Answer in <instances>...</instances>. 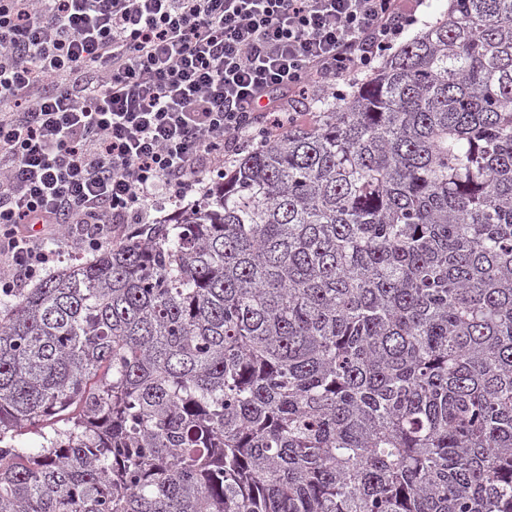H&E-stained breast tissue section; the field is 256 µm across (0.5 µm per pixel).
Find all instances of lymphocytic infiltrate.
I'll return each instance as SVG.
<instances>
[{
    "label": "lymphocytic infiltrate",
    "mask_w": 512,
    "mask_h": 512,
    "mask_svg": "<svg viewBox=\"0 0 512 512\" xmlns=\"http://www.w3.org/2000/svg\"><path fill=\"white\" fill-rule=\"evenodd\" d=\"M413 22L400 0H0V292L57 241L152 223Z\"/></svg>",
    "instance_id": "lymphocytic-infiltrate-1"
}]
</instances>
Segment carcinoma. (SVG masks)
Returning <instances> with one entry per match:
<instances>
[{"label": "carcinoma", "instance_id": "cac0c4a2", "mask_svg": "<svg viewBox=\"0 0 512 512\" xmlns=\"http://www.w3.org/2000/svg\"><path fill=\"white\" fill-rule=\"evenodd\" d=\"M305 105L0 300V512H512V0ZM50 433H52V429L49 426L30 427L28 429H24L20 434H17L13 443L18 448H31L32 450H37L46 443L44 436H48Z\"/></svg>", "mask_w": 512, "mask_h": 512}]
</instances>
